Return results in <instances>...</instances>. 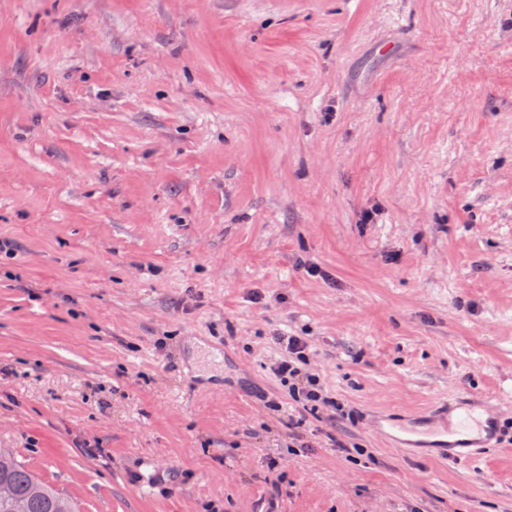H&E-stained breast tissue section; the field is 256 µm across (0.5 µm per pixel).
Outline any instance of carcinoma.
<instances>
[{"label":"carcinoma","mask_w":512,"mask_h":512,"mask_svg":"<svg viewBox=\"0 0 512 512\" xmlns=\"http://www.w3.org/2000/svg\"><path fill=\"white\" fill-rule=\"evenodd\" d=\"M1 484L7 485L11 494L0 498V512H78L71 497L38 478L10 448H0Z\"/></svg>","instance_id":"obj_1"}]
</instances>
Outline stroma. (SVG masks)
<instances>
[{
  "label": "stroma",
  "mask_w": 512,
  "mask_h": 512,
  "mask_svg": "<svg viewBox=\"0 0 512 512\" xmlns=\"http://www.w3.org/2000/svg\"><path fill=\"white\" fill-rule=\"evenodd\" d=\"M0 238V448L80 512H512V0H0ZM460 398L499 448L373 428ZM274 345L280 349V357L271 365L273 374L280 382L288 385L293 393L296 402L302 404L306 410L311 404L310 410L313 414L318 413L319 403L330 404L323 394V385L318 374L307 371L306 365L308 354L306 350L308 342L301 336H272Z\"/></svg>",
  "instance_id": "35a3bbf8"
}]
</instances>
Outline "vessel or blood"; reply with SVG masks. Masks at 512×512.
Instances as JSON below:
<instances>
[{
    "label": "vessel or blood",
    "instance_id": "obj_1",
    "mask_svg": "<svg viewBox=\"0 0 512 512\" xmlns=\"http://www.w3.org/2000/svg\"><path fill=\"white\" fill-rule=\"evenodd\" d=\"M391 441L401 448H438L445 460L474 459L498 443L495 422L483 403L449 402L442 419L396 425Z\"/></svg>",
    "mask_w": 512,
    "mask_h": 512
}]
</instances>
